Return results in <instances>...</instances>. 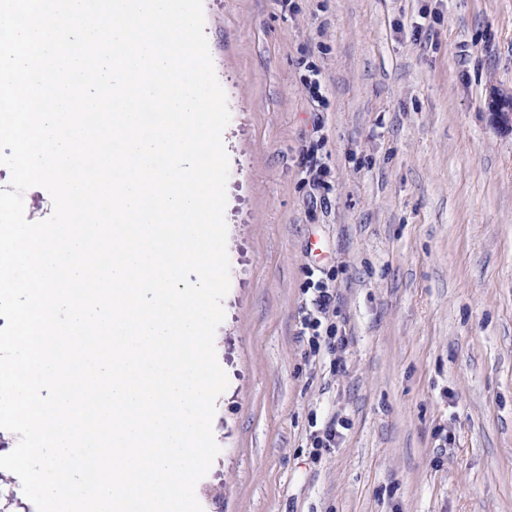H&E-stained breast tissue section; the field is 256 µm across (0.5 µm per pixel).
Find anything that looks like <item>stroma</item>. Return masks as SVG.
I'll use <instances>...</instances> for the list:
<instances>
[{
    "label": "stroma",
    "mask_w": 512,
    "mask_h": 512,
    "mask_svg": "<svg viewBox=\"0 0 512 512\" xmlns=\"http://www.w3.org/2000/svg\"><path fill=\"white\" fill-rule=\"evenodd\" d=\"M203 11L231 114L203 512H512V0Z\"/></svg>",
    "instance_id": "obj_1"
}]
</instances>
